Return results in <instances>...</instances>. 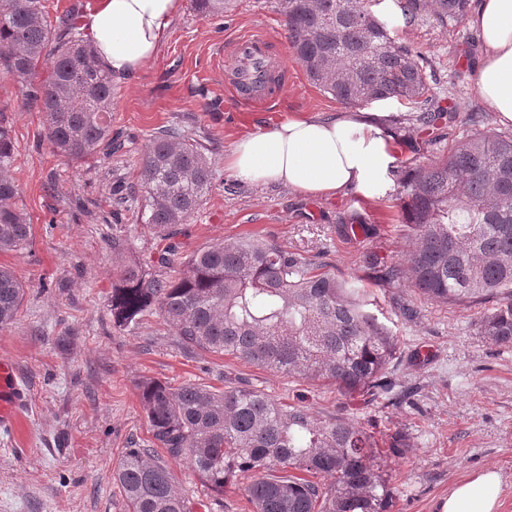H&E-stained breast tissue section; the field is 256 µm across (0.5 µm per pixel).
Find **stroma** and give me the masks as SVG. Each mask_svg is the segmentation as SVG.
<instances>
[{
  "label": "stroma",
  "mask_w": 512,
  "mask_h": 512,
  "mask_svg": "<svg viewBox=\"0 0 512 512\" xmlns=\"http://www.w3.org/2000/svg\"><path fill=\"white\" fill-rule=\"evenodd\" d=\"M383 2L371 0L374 15L398 42L426 57L435 92L460 105L462 117L450 124L447 145L472 134L463 120L468 112L483 113L485 129L501 131L477 90L480 44L469 23L444 28L425 16L408 24L399 8ZM256 33L266 35L272 74L280 80L277 109L231 125L224 86L235 44ZM113 87L112 132L124 149L68 162L49 149L42 113L22 103L18 81L0 70V120L12 130L11 174L33 232L26 250L0 252V266L26 284L17 321L0 328V361L14 365L30 393L19 426L0 429V512H126L112 472L128 449L149 438L137 382L157 378L174 387L195 381L221 388L231 377L282 404L304 403L321 418L340 413L374 432L394 483L392 512H439L455 484L487 468L501 476L499 512H512V345L479 335L486 305L441 304L409 285L383 282V266L402 262L409 245L397 190L379 200L351 189L313 199L281 186L249 185L224 168L225 153L242 134L343 108L309 82L294 58L280 0H225L220 19L183 0L155 61ZM387 104L381 124L393 137L397 180L405 167L427 164L436 149L423 129L405 123V101ZM171 124L206 146L216 171L206 204L176 238L180 254L256 234L356 284L398 339L390 372L397 385L414 388V406L344 398L334 387L235 358L185 354L157 313L132 328L113 326L112 227L133 229L142 221L140 210L120 199L137 189L143 146ZM354 216L369 225V235L340 237L337 224ZM367 253L377 255L380 266L364 264ZM398 432L407 442L399 453L390 448ZM165 463L192 512H244L242 490L215 499L188 460L169 457Z\"/></svg>",
  "instance_id": "obj_1"
}]
</instances>
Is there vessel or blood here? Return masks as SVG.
Instances as JSON below:
<instances>
[{
	"label": "vessel or blood",
	"mask_w": 512,
	"mask_h": 512,
	"mask_svg": "<svg viewBox=\"0 0 512 512\" xmlns=\"http://www.w3.org/2000/svg\"><path fill=\"white\" fill-rule=\"evenodd\" d=\"M237 67L230 81L231 94L224 108L252 117L270 109L275 101L263 85L270 72L263 37L251 36L236 45ZM27 404V389L18 380L12 364L0 362V426L11 427Z\"/></svg>",
	"instance_id": "obj_1"
}]
</instances>
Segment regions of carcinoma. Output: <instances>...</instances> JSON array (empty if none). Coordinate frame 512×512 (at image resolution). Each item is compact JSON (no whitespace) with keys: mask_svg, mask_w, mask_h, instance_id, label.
Here are the masks:
<instances>
[{"mask_svg":"<svg viewBox=\"0 0 512 512\" xmlns=\"http://www.w3.org/2000/svg\"><path fill=\"white\" fill-rule=\"evenodd\" d=\"M470 0H402L409 20L428 12L441 27L460 22ZM205 16H224V0H192ZM294 54L309 80L350 106L388 98L411 104L409 120L437 129L457 105L433 91L421 53L397 43L366 0H282ZM85 0L63 12L47 0H0V66L44 113V137L68 161L119 150L112 141V72L85 34ZM52 59L49 78L35 66ZM15 145L0 121V251H22L32 224L17 204L9 175ZM215 172L206 148L178 126L144 146L139 168L143 229L166 245L154 265L133 253L134 237L112 238L120 261L109 307L113 325L136 326L152 310L189 352L231 356L296 379L323 382L342 396L374 402L390 392L385 375L396 359L392 331L364 309L358 291L288 247L257 235L213 243L179 256L178 226L207 201ZM398 200L413 247L386 279L407 282L429 299L467 306L492 302L479 335L512 344V134L477 130L448 154L412 168ZM351 219L346 239L368 235ZM166 269L161 275L153 266ZM26 286L0 269V326L13 324ZM149 424L145 448H131L113 479L127 512H191L157 450L191 462L216 496L245 488L253 512H390L392 476L380 463L374 433L336 414L312 415L248 386L218 389L138 382Z\"/></svg>","mask_w":512,"mask_h":512,"instance_id":"cac0c4a2","label":"carcinoma"}]
</instances>
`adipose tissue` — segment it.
Listing matches in <instances>:
<instances>
[{"mask_svg": "<svg viewBox=\"0 0 512 512\" xmlns=\"http://www.w3.org/2000/svg\"><path fill=\"white\" fill-rule=\"evenodd\" d=\"M181 0H98L86 18L99 60L115 78L136 76L158 54ZM483 55L477 87L503 125H512V0H481L470 18ZM393 142L361 111L298 118L242 135L224 158L252 185H283L313 198L355 189L368 199L389 192ZM500 474L488 469L454 486L440 512H498Z\"/></svg>", "mask_w": 512, "mask_h": 512, "instance_id": "adipose-tissue-1", "label": "adipose tissue"}]
</instances>
